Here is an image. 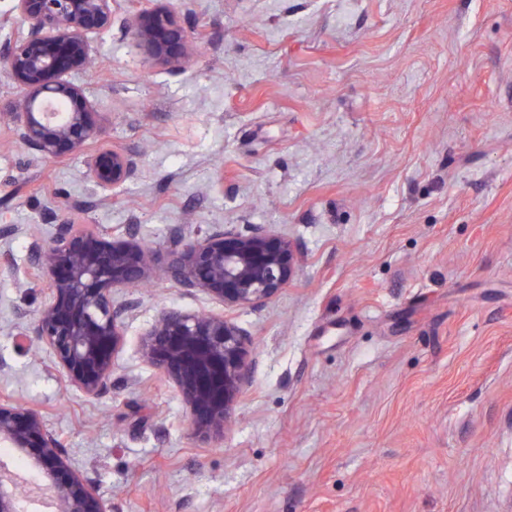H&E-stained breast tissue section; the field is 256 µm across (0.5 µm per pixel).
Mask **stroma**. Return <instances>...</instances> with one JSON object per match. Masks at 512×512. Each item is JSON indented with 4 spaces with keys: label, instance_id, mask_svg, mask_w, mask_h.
<instances>
[{
    "label": "stroma",
    "instance_id": "35a3bbf8",
    "mask_svg": "<svg viewBox=\"0 0 512 512\" xmlns=\"http://www.w3.org/2000/svg\"><path fill=\"white\" fill-rule=\"evenodd\" d=\"M71 79L139 155L101 195L84 158L0 125V400L36 408L112 512H512V0H175L196 52L140 58L123 20ZM135 233L156 273L109 389H71L29 332L57 224ZM262 225L300 270L231 307L165 273L176 229ZM224 315L251 380L220 444L140 345L160 311Z\"/></svg>",
    "mask_w": 512,
    "mask_h": 512
}]
</instances>
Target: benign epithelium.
Returning a JSON list of instances; mask_svg holds the SVG:
<instances>
[{
  "mask_svg": "<svg viewBox=\"0 0 512 512\" xmlns=\"http://www.w3.org/2000/svg\"><path fill=\"white\" fill-rule=\"evenodd\" d=\"M26 30L0 40V75L22 90L10 113L14 141L32 158L84 155V176L105 194L137 169L135 154L114 145L86 152L99 140L97 113L83 89L67 79L86 68L93 35L112 28L117 0H13ZM141 55L178 70L192 40L170 0H153L124 21ZM30 264L46 279L48 298L33 334L66 383L97 397L111 383L115 357L133 304L117 303L116 288H136L154 272L148 247L133 239L108 241L76 224H59L48 243L35 241ZM297 248L257 225L199 232L180 240L167 273L181 287L234 306L275 297L297 275ZM248 340L222 316L168 309L145 335L141 356L177 388L190 430L217 442L249 373ZM0 446L29 460L25 478L0 461V512H32L46 495L54 512H109L94 482L70 470L63 448L30 407L0 402Z\"/></svg>",
  "mask_w": 512,
  "mask_h": 512,
  "instance_id": "obj_1",
  "label": "benign epithelium"
}]
</instances>
